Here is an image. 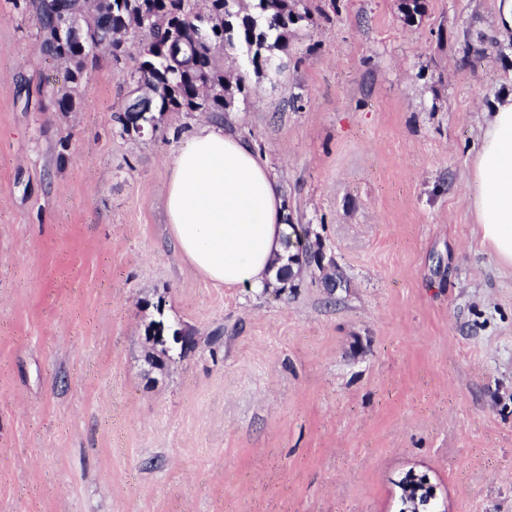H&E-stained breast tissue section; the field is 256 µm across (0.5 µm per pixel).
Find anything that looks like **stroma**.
I'll use <instances>...</instances> for the list:
<instances>
[{
	"mask_svg": "<svg viewBox=\"0 0 512 512\" xmlns=\"http://www.w3.org/2000/svg\"><path fill=\"white\" fill-rule=\"evenodd\" d=\"M306 0L274 71L245 49L224 122L342 282L217 288L174 252L169 165L204 122L140 138L135 65L96 54L55 111L37 26L0 0V512H512V268L468 178L512 88L496 0ZM191 352H162L155 320Z\"/></svg>",
	"mask_w": 512,
	"mask_h": 512,
	"instance_id": "35a3bbf8",
	"label": "stroma"
}]
</instances>
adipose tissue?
I'll return each mask as SVG.
<instances>
[{
    "instance_id": "adipose-tissue-1",
    "label": "adipose tissue",
    "mask_w": 512,
    "mask_h": 512,
    "mask_svg": "<svg viewBox=\"0 0 512 512\" xmlns=\"http://www.w3.org/2000/svg\"><path fill=\"white\" fill-rule=\"evenodd\" d=\"M468 204L482 246L512 266V91L484 113ZM176 252L213 285L266 288L288 252L280 182L252 146L205 122L172 160L164 200Z\"/></svg>"
}]
</instances>
